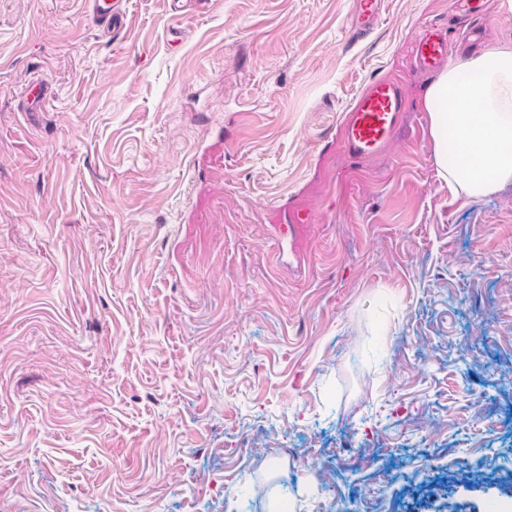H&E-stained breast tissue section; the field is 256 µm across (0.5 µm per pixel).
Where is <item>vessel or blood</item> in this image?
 Here are the masks:
<instances>
[{
  "instance_id": "1",
  "label": "vessel or blood",
  "mask_w": 512,
  "mask_h": 512,
  "mask_svg": "<svg viewBox=\"0 0 512 512\" xmlns=\"http://www.w3.org/2000/svg\"><path fill=\"white\" fill-rule=\"evenodd\" d=\"M84 5L87 19L102 33L118 32L128 22V0H84ZM380 5V0H356L355 33L364 34L373 28ZM414 57L418 69L431 74L448 62L450 45L442 35L427 33L417 40ZM407 106V90L402 82L372 79L356 96L344 123L342 144L346 154L354 159L381 154L391 143Z\"/></svg>"
}]
</instances>
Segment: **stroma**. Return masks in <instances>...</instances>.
<instances>
[{
    "label": "stroma",
    "instance_id": "35a3bbf8",
    "mask_svg": "<svg viewBox=\"0 0 512 512\" xmlns=\"http://www.w3.org/2000/svg\"><path fill=\"white\" fill-rule=\"evenodd\" d=\"M353 2L131 0L105 36L0 0V512L512 504V184L438 177L412 57L512 14L383 0L359 37ZM375 77L409 109L353 160ZM408 95L402 82L374 78L351 104L343 126L342 144L354 159L378 156L391 143Z\"/></svg>",
    "mask_w": 512,
    "mask_h": 512
}]
</instances>
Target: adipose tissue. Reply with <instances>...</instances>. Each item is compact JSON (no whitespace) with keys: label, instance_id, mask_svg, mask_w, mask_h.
Returning <instances> with one entry per match:
<instances>
[{"label":"adipose tissue","instance_id":"adipose-tissue-1","mask_svg":"<svg viewBox=\"0 0 512 512\" xmlns=\"http://www.w3.org/2000/svg\"><path fill=\"white\" fill-rule=\"evenodd\" d=\"M438 176L477 197L512 182V43L448 67L425 89Z\"/></svg>","mask_w":512,"mask_h":512}]
</instances>
